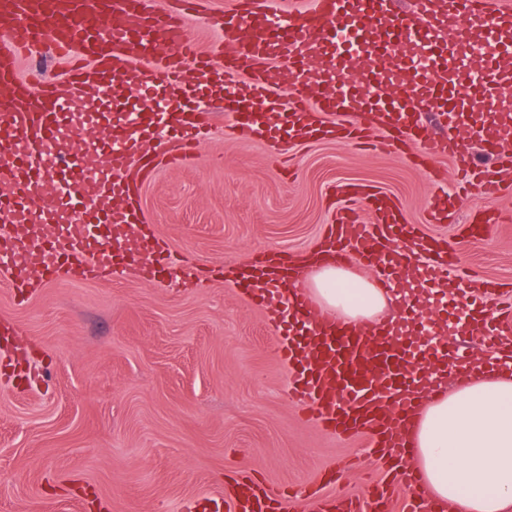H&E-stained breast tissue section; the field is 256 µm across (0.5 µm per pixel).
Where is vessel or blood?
<instances>
[{
	"instance_id": "vessel-or-blood-1",
	"label": "vessel or blood",
	"mask_w": 512,
	"mask_h": 512,
	"mask_svg": "<svg viewBox=\"0 0 512 512\" xmlns=\"http://www.w3.org/2000/svg\"><path fill=\"white\" fill-rule=\"evenodd\" d=\"M199 0H0V218L16 224H43L53 233L72 228L75 242L56 245L52 236L33 246L9 231L0 232V272L11 287L51 282L60 277L95 280L138 263L142 273L156 269L148 260L158 244L140 234L125 255L104 240L113 225L138 227L146 221L132 168L152 167L156 130L175 144L170 159L189 163L192 148L214 125L209 109L216 86L224 88V109L232 133L284 151L292 143L369 137L372 149L406 153L417 167L453 160L463 183L502 185V169H512V117L484 113L479 126L467 125L469 104L459 85L469 56L464 21H482L492 57L512 56V9L497 0H416L403 12L397 0H236L207 24L217 35L212 54L199 52L191 20ZM431 50L427 70L401 69L395 85L413 84L422 98L397 99L390 92L364 94L347 82L326 92L316 76L327 67L328 52L365 54ZM45 52L65 59L62 81L33 80L19 72L23 61ZM78 88L121 86L143 101L163 95L162 112L142 110L131 123L114 121L106 133L115 149L106 151L107 173L95 192L59 202L57 177L82 182L84 171L55 150L63 115L70 104L62 85ZM481 93L495 103L512 88V70L482 77ZM480 141L492 166L474 162L466 137ZM349 204L331 225L326 250L351 247L364 267L381 268L382 287L394 288L403 267L385 256L397 246H414L429 259L431 280L447 279L451 260L415 225L406 223L395 197L351 182L341 188ZM433 224L457 221L456 198L440 190L429 211ZM300 269L286 263L255 262L241 268L237 285L269 310L287 303L290 314L281 356L291 370L288 392L317 424L338 436L365 440L370 450L358 469L374 474L362 495L328 494L314 512L337 505L342 512H420L418 499L399 498L398 484L422 488L417 472H405L413 450L406 432L420 391L414 367L423 360L448 361L461 355L454 340H436L410 350L403 320L357 327L324 312L298 288ZM488 285L462 283L455 305L463 322L482 335L487 352L512 335V308L504 310ZM287 498L270 497L254 480L238 483L228 512H290Z\"/></svg>"
}]
</instances>
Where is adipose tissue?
Returning <instances> with one entry per match:
<instances>
[{
    "mask_svg": "<svg viewBox=\"0 0 512 512\" xmlns=\"http://www.w3.org/2000/svg\"><path fill=\"white\" fill-rule=\"evenodd\" d=\"M307 291L350 324L379 322L401 295L331 263L315 268ZM463 384L427 400L410 428L414 463L430 495L453 512H512V358L494 374L464 366Z\"/></svg>",
    "mask_w": 512,
    "mask_h": 512,
    "instance_id": "obj_1",
    "label": "adipose tissue"
}]
</instances>
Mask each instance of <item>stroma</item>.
I'll list each match as a JSON object with an SVG mask.
<instances>
[{"mask_svg":"<svg viewBox=\"0 0 512 512\" xmlns=\"http://www.w3.org/2000/svg\"><path fill=\"white\" fill-rule=\"evenodd\" d=\"M215 130L192 164H159L142 187L147 233L166 267L93 281L41 283L17 296L0 273V512H181L230 498L248 473L274 491L352 493L361 472L336 468L362 451L308 421L287 393L288 366L270 314L230 270L266 254L302 255L330 221L331 190L363 182L392 194L406 220L443 240L449 276L505 287L512 302V222L466 237L471 210L512 213V195L460 191L458 223H428L454 164L435 176L390 153L344 141L292 148L282 168L261 142Z\"/></svg>","mask_w":512,"mask_h":512,"instance_id":"1","label":"stroma"}]
</instances>
